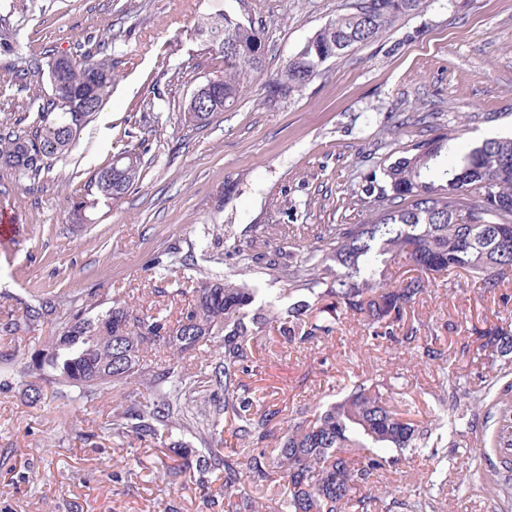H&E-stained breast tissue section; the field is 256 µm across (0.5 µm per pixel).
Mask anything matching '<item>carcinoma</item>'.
Returning a JSON list of instances; mask_svg holds the SVG:
<instances>
[{"mask_svg": "<svg viewBox=\"0 0 512 512\" xmlns=\"http://www.w3.org/2000/svg\"><path fill=\"white\" fill-rule=\"evenodd\" d=\"M426 0H356L350 10L336 15L314 33L282 65L264 87L269 102L289 100L320 74L330 60L378 41L402 18L420 12ZM205 50L222 59L219 87L206 96L208 111L185 103L184 123L205 127L215 114L234 107L249 79L264 70L266 43L263 30L227 13L216 14L194 29ZM118 36L107 28L68 52L65 59L52 53L32 52L31 45L14 39L8 51L29 56L23 67L9 65L0 74V86L26 94L23 108L35 116L0 124V163L17 175L40 183L42 174L68 153L79 132L102 111L112 95L116 69L129 63L112 51ZM47 78L51 94H30L31 86ZM459 132L423 139L403 147L401 155L383 168V182L369 176L361 193L377 197L378 204L362 224H338L325 247L307 253L303 271L285 273L281 259L286 247L253 253L238 241L224 246L245 271L261 264L266 274L287 278L283 292L304 289L321 303L320 316L302 323L308 302H294L270 313L256 304L258 289L229 280L199 282L192 303L171 324L124 300L87 308L57 295L23 302L19 318L0 319V336L19 338L46 324L64 320L62 332L34 348L0 379V388L12 376L45 378L66 400H91L97 395L136 383L146 388L144 404L112 414V433L158 443L164 432L194 429L208 443L197 453L196 484L204 487L216 470L224 471V512H255V498L245 485L259 486L275 500L274 512H366L373 497L359 496V484L384 469L388 460L376 455L359 468L347 457L353 448H409L427 433L413 420L383 401L378 381L353 383L345 396L321 405L308 426L284 432L282 446L271 451L256 444L267 437L276 412L257 409L254 391L242 381L253 364V349L267 342L264 332L279 324L280 332L299 344L333 330L321 319L326 313L353 312L361 316L365 331L375 340L389 339L411 345L418 328L401 327L406 308L430 287L433 275L463 270L480 283L484 294H496L512 276V138L482 141L466 151L456 149ZM143 162L132 145L111 164L95 171L87 190L91 199L73 203L80 223L98 205L116 206L141 180ZM405 256L420 275L394 286L386 282L388 264ZM482 349L505 358L502 372L472 392V410L486 409L496 418L495 428L483 436L482 455L512 447V405L505 396L489 400L492 387L512 373V329L499 328L480 335ZM219 350L214 363L186 372L185 355L205 344ZM169 351L167 365L158 367L148 352ZM207 395L214 410L192 411L193 394ZM231 433L242 448L228 447L221 431ZM253 447H248V444Z\"/></svg>", "mask_w": 512, "mask_h": 512, "instance_id": "carcinoma-1", "label": "carcinoma"}]
</instances>
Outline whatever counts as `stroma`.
<instances>
[{
	"mask_svg": "<svg viewBox=\"0 0 512 512\" xmlns=\"http://www.w3.org/2000/svg\"><path fill=\"white\" fill-rule=\"evenodd\" d=\"M351 2L0 0V30L21 29L35 52L70 51L111 26L123 33L116 52L134 60L42 184L0 165V212L22 228L0 241V318L18 313L20 300L53 292L88 305L120 297L173 322L199 281L216 276L258 287L259 304L284 310L280 282L241 271L224 253L225 237L287 243L288 266L297 269L329 226L368 219L358 190L399 147L451 129L468 147L512 135V0H427L377 42L325 64L292 99L267 102L264 83ZM217 11L264 28L266 69L236 107L198 129L181 123V107L222 64L193 30ZM155 96L160 119L144 121L141 106ZM137 121L147 149L137 189L95 223H76L70 200L123 151ZM173 247L196 256L194 271L155 267ZM403 321L446 352L461 403L453 419L440 416L448 372L423 362L420 344L371 339L361 317L347 314L311 343L274 330L256 350L244 381L277 412L264 447H278L288 426L309 424L316 403L373 376L388 405L430 424L431 438L424 447L381 449L390 464L371 486L427 503V512H512V470L495 458L475 463L486 415L466 408L469 391L496 372L474 332L511 325L512 305L482 294L466 273L440 275ZM39 386L38 402L20 378L0 390V512H224L223 479L199 488L175 451L103 435L113 409L148 400L144 387L70 402L55 398L48 381Z\"/></svg>",
	"mask_w": 512,
	"mask_h": 512,
	"instance_id": "1",
	"label": "stroma"
}]
</instances>
